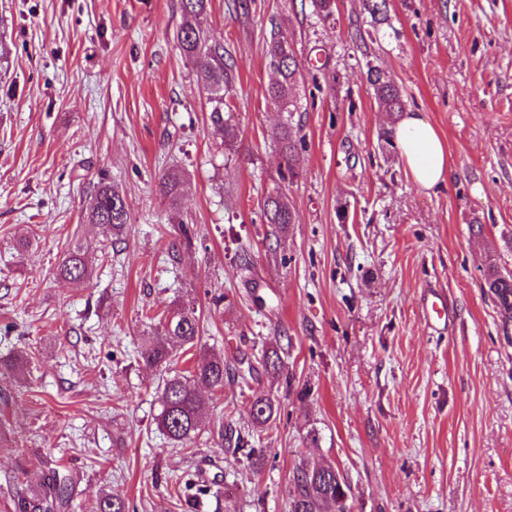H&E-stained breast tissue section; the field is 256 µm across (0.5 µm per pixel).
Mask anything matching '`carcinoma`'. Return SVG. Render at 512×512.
Listing matches in <instances>:
<instances>
[{
	"label": "carcinoma",
	"mask_w": 512,
	"mask_h": 512,
	"mask_svg": "<svg viewBox=\"0 0 512 512\" xmlns=\"http://www.w3.org/2000/svg\"><path fill=\"white\" fill-rule=\"evenodd\" d=\"M312 4L320 20L328 22L334 19L336 0H312ZM364 4L374 23H386L388 0H364ZM180 9L186 22L177 31L178 48L191 61L198 82L208 93L212 121L224 126V137L228 138L233 124L232 116L223 115L224 94L235 83L234 64L224 59V43L202 27L207 18L208 0H180ZM267 56L270 67L278 75L276 82L267 89L268 98L281 111L292 113L296 111L292 92L301 71L288 37L273 34L267 45ZM367 80L374 88L379 107L391 116L392 122H397L404 112L400 88L389 81L377 66L368 67ZM275 139L287 164L283 176L292 177L296 144L288 124H283L275 132ZM184 178L183 172L164 173L159 182L162 196L175 198ZM263 210L268 223L280 229L294 223L288 201L279 192L267 196ZM128 220L129 212L123 198L112 191L104 180H98L87 209L88 223L99 226L105 236L111 237L121 234ZM56 275L70 282L81 283L90 276L88 262L80 251H69L58 265ZM483 277L501 318L503 336L511 343L512 273H503L498 267L489 265ZM199 340L196 309L173 311L159 320L157 334L142 355V361L150 368L166 371L175 357L176 348L193 346ZM257 363L256 367L248 366L249 376H254L260 369L266 373H277L283 366L275 349L263 351ZM230 379L232 368L221 356L206 359L188 377L178 373L161 377L157 386L160 411L156 421L163 434L176 445H184L191 440L203 420L204 401L199 389H222L224 381ZM251 413L256 423H267L273 414L271 401L263 397L255 398L251 403ZM349 492L350 487L343 474L333 465L298 467L288 494V512H350L347 505ZM70 507V490L54 473L44 478L37 491L21 499L20 512H69ZM93 512H126V505L120 499L99 496Z\"/></svg>",
	"instance_id": "carcinoma-1"
}]
</instances>
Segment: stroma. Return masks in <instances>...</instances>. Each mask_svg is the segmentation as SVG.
Returning a JSON list of instances; mask_svg holds the SVG:
<instances>
[{"mask_svg":"<svg viewBox=\"0 0 512 512\" xmlns=\"http://www.w3.org/2000/svg\"><path fill=\"white\" fill-rule=\"evenodd\" d=\"M230 3L210 0L206 22L235 62L228 141L177 48L179 0H0V352L31 355L0 371V512L29 495L20 473L56 469L71 512L100 493L130 512H288L295 468L326 464L351 512H512V343L483 279L512 271V0H389L375 27L362 0L327 23L311 0ZM274 29L302 70L286 180ZM371 64L442 137L440 189L379 140ZM171 169L175 201L158 189ZM101 178L130 213L113 241L86 221ZM276 191L295 214L282 231L263 216ZM76 249L81 285L55 274ZM428 290L448 297L444 328L419 316ZM179 305L201 339L171 371L272 346L284 360L202 390L204 431L183 447L140 361L153 316ZM259 396L274 404L260 428ZM231 431L257 462L227 452Z\"/></svg>","mask_w":512,"mask_h":512,"instance_id":"35a3bbf8","label":"stroma"}]
</instances>
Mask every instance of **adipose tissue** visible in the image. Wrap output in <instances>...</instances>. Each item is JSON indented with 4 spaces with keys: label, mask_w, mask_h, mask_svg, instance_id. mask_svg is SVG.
Segmentation results:
<instances>
[{
    "label": "adipose tissue",
    "mask_w": 512,
    "mask_h": 512,
    "mask_svg": "<svg viewBox=\"0 0 512 512\" xmlns=\"http://www.w3.org/2000/svg\"><path fill=\"white\" fill-rule=\"evenodd\" d=\"M396 144L413 181L422 189L442 187L448 177L446 147L436 129L409 113L394 129Z\"/></svg>",
    "instance_id": "1"
}]
</instances>
